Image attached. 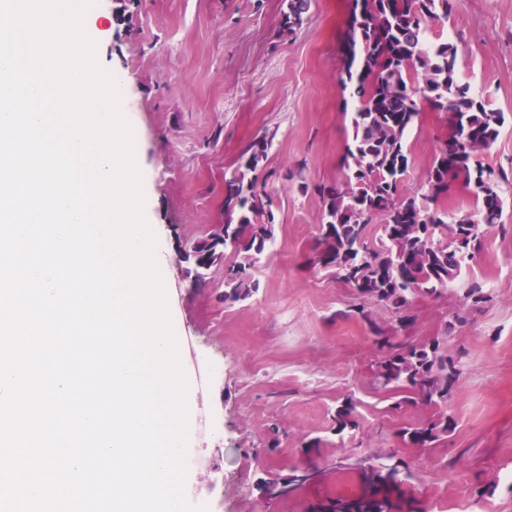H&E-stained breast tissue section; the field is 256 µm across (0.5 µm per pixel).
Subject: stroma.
Listing matches in <instances>:
<instances>
[{
	"label": "stroma",
	"mask_w": 512,
	"mask_h": 512,
	"mask_svg": "<svg viewBox=\"0 0 512 512\" xmlns=\"http://www.w3.org/2000/svg\"><path fill=\"white\" fill-rule=\"evenodd\" d=\"M97 0L90 36L100 64L127 85V113L144 175L145 214L182 365L194 403L189 418L188 500L209 512H309L312 503L353 496L351 464L405 458V491L425 512H512V188L500 227L488 228L480 255L438 297L412 300L415 320L399 328L385 304L364 300L334 269L310 265L324 207L309 187L341 177L359 106L343 89L342 42L352 0H313L295 34L278 26L282 0ZM427 37L456 48V77L505 123L484 166L512 172V0H456ZM447 131L445 112L421 106L407 135L411 163L403 194L424 191ZM272 142L259 181L276 230L252 270L259 288L224 298L234 255L193 283L185 250L224 221V176L263 135ZM487 295L467 300L472 285ZM364 305L368 318L355 312ZM418 345L439 339L460 372L444 409L453 428L431 448L402 441V429L434 415L380 388L377 329ZM224 364L209 374L212 361ZM353 406L354 426L336 411ZM318 470L285 497L261 482Z\"/></svg>",
	"instance_id": "1"
}]
</instances>
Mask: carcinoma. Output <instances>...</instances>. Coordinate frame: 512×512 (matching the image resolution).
Listing matches in <instances>:
<instances>
[{
	"instance_id": "obj_1",
	"label": "carcinoma",
	"mask_w": 512,
	"mask_h": 512,
	"mask_svg": "<svg viewBox=\"0 0 512 512\" xmlns=\"http://www.w3.org/2000/svg\"><path fill=\"white\" fill-rule=\"evenodd\" d=\"M456 0H353L343 41L344 70L339 82L359 101L351 114L352 141L345 148L342 178L318 188L326 223L314 248L313 262L333 268L339 277L360 284L368 300L390 304L401 327L414 296H440L483 246L484 228L501 223L502 186L512 176L475 159L498 139L504 116L469 95L455 77L456 50L448 42L431 43L425 24L448 19ZM312 0H283L280 28L293 34L307 20ZM448 113V133L426 173L421 198H402L398 183L409 166L406 137L418 123L420 100ZM270 141L253 143L245 160L224 178L223 235L210 245V264L230 251L238 261L224 274V298L245 299L259 282L250 273L274 237L275 215L258 188L257 172ZM471 190L477 222L462 216L449 223L440 205L451 185ZM382 217V234L373 248L364 241L368 221ZM388 354L375 382L382 388L403 387L408 402L439 406L459 375L455 361L434 339L408 345L384 336ZM446 415L404 431L411 445L428 448L452 429ZM361 484L352 497L318 501L310 512H422L408 502L402 486L408 465L398 459L386 466L356 464Z\"/></svg>"
}]
</instances>
